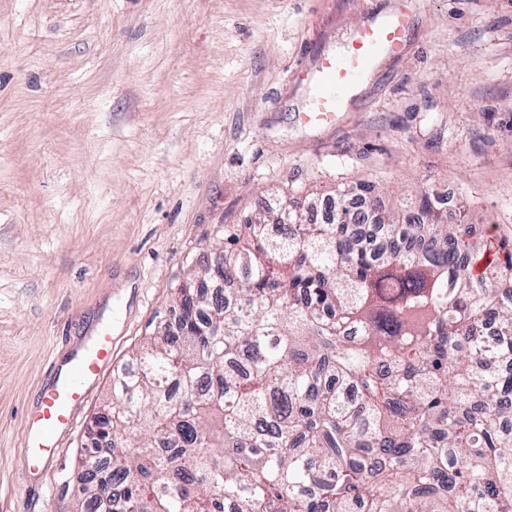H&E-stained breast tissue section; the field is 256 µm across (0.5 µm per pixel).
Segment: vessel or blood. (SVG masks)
Segmentation results:
<instances>
[{
  "label": "vessel or blood",
  "mask_w": 512,
  "mask_h": 512,
  "mask_svg": "<svg viewBox=\"0 0 512 512\" xmlns=\"http://www.w3.org/2000/svg\"><path fill=\"white\" fill-rule=\"evenodd\" d=\"M413 2L400 0V8L391 19L359 30L343 59L324 61L316 90L305 112L306 119L335 120L340 100L354 80L380 53L400 50ZM111 358V337L99 336L92 349L72 361L69 378L54 380L45 388L26 426L23 448L30 468L39 469L54 461L59 434L72 428L76 410L86 399L88 386L100 376Z\"/></svg>",
  "instance_id": "b4317fda"
}]
</instances>
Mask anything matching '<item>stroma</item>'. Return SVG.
Masks as SVG:
<instances>
[{"label":"stroma","mask_w":512,"mask_h":512,"mask_svg":"<svg viewBox=\"0 0 512 512\" xmlns=\"http://www.w3.org/2000/svg\"><path fill=\"white\" fill-rule=\"evenodd\" d=\"M397 0H0V512H76L87 428L216 232L279 196L454 188L449 223L512 241V0H417L331 124L321 62ZM112 336L53 464L26 468L42 385Z\"/></svg>","instance_id":"1"}]
</instances>
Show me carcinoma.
<instances>
[{"label":"carcinoma","instance_id":"obj_1","mask_svg":"<svg viewBox=\"0 0 512 512\" xmlns=\"http://www.w3.org/2000/svg\"><path fill=\"white\" fill-rule=\"evenodd\" d=\"M356 191L312 197L326 224L276 200L224 228L238 287L178 288L179 328L118 372L80 512H512V374L480 368L512 361V244L426 192L359 237Z\"/></svg>","mask_w":512,"mask_h":512}]
</instances>
